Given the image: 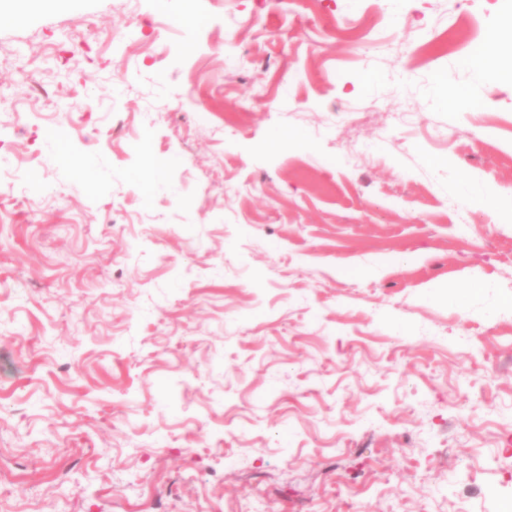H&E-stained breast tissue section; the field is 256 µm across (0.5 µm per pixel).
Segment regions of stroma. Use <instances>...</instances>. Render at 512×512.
<instances>
[{"instance_id":"obj_1","label":"stroma","mask_w":512,"mask_h":512,"mask_svg":"<svg viewBox=\"0 0 512 512\" xmlns=\"http://www.w3.org/2000/svg\"><path fill=\"white\" fill-rule=\"evenodd\" d=\"M511 17L0 0V512H512ZM499 39L498 31L491 33L489 35V52L481 60L473 61L471 63L474 76L477 80L488 79L494 73L491 68L497 63V61H504V58L495 50V46ZM460 196L465 201L479 200L493 204L504 217L512 222V192L498 189L487 177L471 176L460 188Z\"/></svg>"}]
</instances>
